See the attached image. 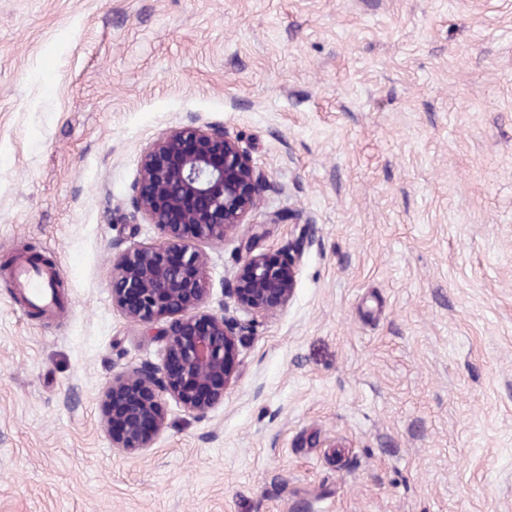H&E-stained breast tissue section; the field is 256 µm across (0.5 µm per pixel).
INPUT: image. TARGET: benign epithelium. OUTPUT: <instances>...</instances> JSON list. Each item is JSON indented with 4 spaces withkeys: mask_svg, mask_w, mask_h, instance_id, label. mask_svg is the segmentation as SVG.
Segmentation results:
<instances>
[{
    "mask_svg": "<svg viewBox=\"0 0 512 512\" xmlns=\"http://www.w3.org/2000/svg\"><path fill=\"white\" fill-rule=\"evenodd\" d=\"M267 188L265 175L222 124L191 117L144 149L132 207L159 239L113 259L112 306L163 343V358L112 374L103 393L112 447L127 454L153 447L165 426L166 396L199 418L224 400L247 326L225 306L208 310L204 244L234 234ZM284 221L269 213L239 240L243 272L226 282L224 296L247 314H267L293 299L304 248L256 252L268 226Z\"/></svg>",
    "mask_w": 512,
    "mask_h": 512,
    "instance_id": "1",
    "label": "benign epithelium"
}]
</instances>
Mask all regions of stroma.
Returning <instances> with one entry per match:
<instances>
[{
  "mask_svg": "<svg viewBox=\"0 0 512 512\" xmlns=\"http://www.w3.org/2000/svg\"><path fill=\"white\" fill-rule=\"evenodd\" d=\"M190 115L273 186L205 244L209 310L266 213L303 221L258 251L319 240L223 401L127 454L102 393L163 346L112 261ZM24 256L66 312L0 278V512H512V0H0V275Z\"/></svg>",
  "mask_w": 512,
  "mask_h": 512,
  "instance_id": "35a3bbf8",
  "label": "stroma"
}]
</instances>
